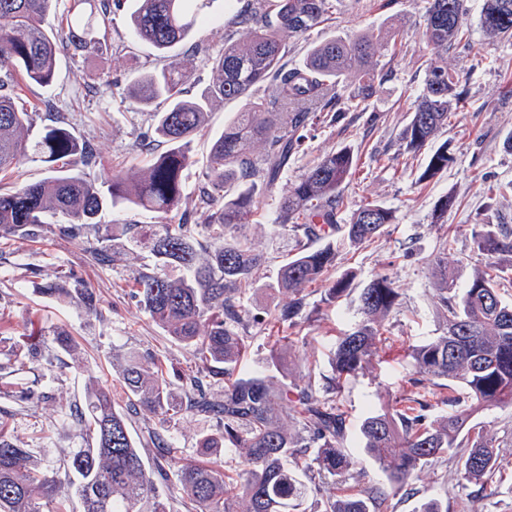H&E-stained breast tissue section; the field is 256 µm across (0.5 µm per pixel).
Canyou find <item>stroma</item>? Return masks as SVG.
<instances>
[{
  "mask_svg": "<svg viewBox=\"0 0 512 512\" xmlns=\"http://www.w3.org/2000/svg\"><path fill=\"white\" fill-rule=\"evenodd\" d=\"M482 0H469L464 22L469 39L448 51V66L458 72L466 104L450 113L448 124L434 138L447 145L453 160L446 171L422 183L418 175L425 154L404 153L401 136L421 94L427 70L436 58L421 32L428 0H338L330 20L305 35L288 40L287 60L302 65L312 44L338 36L352 41L370 30L389 33L373 58L378 77L376 92L362 112L331 111L308 126L298 151L282 173L274 195L262 197L248 229L267 257L262 287L246 291L245 309L257 319L247 333L240 372L266 365L273 349L287 343L288 360L298 374H313L318 390L328 389L332 371L327 353L338 336L358 319L361 289L378 273L388 274L399 290V301L386 321V339L373 366L351 379L336 401L356 430L367 411L393 406L396 397L410 392L427 396L428 413L449 411L451 390L429 381L413 384L410 349L440 335L448 311L434 289L429 262L450 245L449 259L458 287H465L475 267L484 265L472 238L478 224L512 225V41L489 39L479 25ZM100 47L81 56L60 53L57 79L46 89L29 92L30 101H53V112H40L36 127L59 118L97 152L98 164L88 177L103 180L117 163L142 165L147 157L137 139L151 123V113L131 98L128 89L159 60L147 45L130 36L127 15L108 24H94ZM351 150L357 166L341 193L338 229L328 237L337 244L336 262L327 280L353 271L347 297L336 304L324 301V283L306 288L308 318L294 327L272 322L269 313L287 303L285 294L269 290L287 251L297 237L275 229L277 201L325 154ZM454 195L455 205L436 217L443 196ZM374 201L390 208L395 221L374 242L352 247L343 240V227L359 206ZM35 236L0 238V408L6 412L12 440L33 451L44 471L56 469L63 453L88 447L73 416L83 402L87 377H95L112 391L116 408L126 410L128 427L146 466L154 464L152 439L165 434L172 444L170 469L197 458L201 439L216 427L213 419L186 414L167 422L130 409L119 379V365L129 351L155 355L166 366L174 391L194 368L187 349L157 326L130 294L134 271L151 264L147 250L126 243L116 262H100L86 240L60 233L58 219ZM82 282L102 304L101 314L87 315L64 291ZM56 294H48V287ZM76 340L77 355L54 348L57 333ZM51 348V365L23 368L21 350L29 339ZM500 447V472L492 491L478 492L460 481L462 449L429 462L410 489L392 500L393 512H417L427 498L440 500L448 512H512V405L480 413Z\"/></svg>",
  "mask_w": 512,
  "mask_h": 512,
  "instance_id": "stroma-1",
  "label": "stroma"
}]
</instances>
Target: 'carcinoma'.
<instances>
[{
  "label": "carcinoma",
  "instance_id": "obj_1",
  "mask_svg": "<svg viewBox=\"0 0 512 512\" xmlns=\"http://www.w3.org/2000/svg\"><path fill=\"white\" fill-rule=\"evenodd\" d=\"M58 0H0V180L9 178L34 154L46 163L50 175L0 191V237L35 234L46 216L60 214L68 224L60 231L95 241L98 260H118L115 241L129 237L149 249L153 264L134 273V297L150 318L189 350L195 371L184 378L183 396H177L154 357L131 355L120 376L129 397L144 411L173 418L184 413L220 419L217 432L204 437L200 448L245 450V468L233 481L209 462L186 463L176 473L180 489L196 512H301L307 495L306 472L340 478L339 494L327 512H392L391 498L410 485L422 467L466 435L461 478L480 489L496 483L499 445L487 426L473 424L465 410H452L434 420L430 407L416 397L395 402L390 410L370 412L359 426V447L385 474L387 488L347 484L354 466L343 446L346 415L316 390L312 373L303 383H288L282 350H273L261 371L241 376L238 363L252 320L241 304L249 288H271L290 294L273 320L297 325L304 320V295L335 264L333 243L312 248L303 244L288 258L272 283L259 284L265 256L247 228L257 210L258 191L272 192L304 139L303 131L315 115L328 109L330 90L344 78L354 88L345 97L347 110L361 111L376 91L373 57L380 35L368 32L356 40L331 37L313 44L305 61L288 67L286 41L324 22L336 0H235L240 4L233 24L248 30L243 41L224 38V49L209 53L202 41L195 51L207 57L212 84L192 97L185 94V67L173 60L160 70L146 71L129 89L133 99L153 113L151 131L143 142L160 141L166 149L142 167L117 165L108 180L98 185L80 173L97 164L94 149L60 123L44 128L33 141L34 112L19 103L24 87L46 88L57 72V55L68 50L83 55L96 49L89 38L94 22L112 19L124 0H69L55 28L48 22ZM210 0H137L130 15L132 38L160 56L175 53L193 35L216 23L207 11ZM467 0H429L424 36L436 52L465 37ZM479 24L491 38L512 39V0H482ZM265 83L268 96L255 100L252 89ZM458 75L441 58L430 64L417 107L403 131L404 152L414 155L448 123L461 100ZM241 100L242 108L216 136L201 167V188L194 210L204 216L196 228L179 224L98 223L108 206L129 205L164 216L177 214L186 203L187 169L197 164L193 137L207 124L218 102ZM264 152L257 156L254 147ZM448 144L427 158L418 181L427 182L448 168ZM356 164L347 149L332 152L312 166L278 202V227L320 239L337 224L340 195ZM393 212L369 201L347 225L353 246L373 241L393 223ZM473 235L488 262L475 269L459 301L448 303L454 279L444 248L431 262L439 299L447 305L448 327L414 345L410 351L415 372L436 386L461 387L475 409L491 410L512 403V303L500 294L501 280L512 271V230L506 224H477ZM114 245H109V242ZM343 275L329 282L325 301L334 303L350 291ZM398 289L385 273L376 274L359 295L360 318L338 337L329 363L332 390L340 393L351 378L372 366L378 345L386 340L385 321L397 305ZM86 313L100 312L96 294L79 291ZM224 379V396L211 397L209 379ZM292 421V432L285 422ZM77 423L92 446L64 456L53 475L41 471L29 448L16 445L0 425V512H67L58 499L61 484L75 486L83 512H139L137 505L154 490V476H167L164 462L169 448L154 438L156 466L146 468L133 446L125 416L116 410L110 391L89 379L85 408ZM315 449L312 461L303 449Z\"/></svg>",
  "mask_w": 512,
  "mask_h": 512
}]
</instances>
